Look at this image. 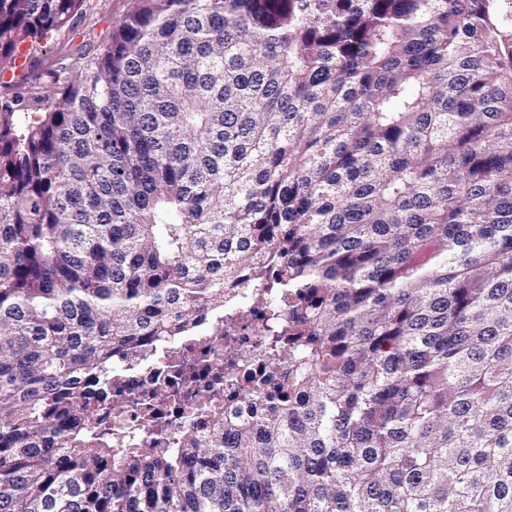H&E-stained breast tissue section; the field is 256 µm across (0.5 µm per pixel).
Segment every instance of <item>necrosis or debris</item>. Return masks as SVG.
Returning <instances> with one entry per match:
<instances>
[{
    "mask_svg": "<svg viewBox=\"0 0 512 512\" xmlns=\"http://www.w3.org/2000/svg\"><path fill=\"white\" fill-rule=\"evenodd\" d=\"M258 295L255 288L236 291L231 325L208 321L196 336L167 341L153 353L115 356L112 394L94 415L97 426L127 445H154L173 438L180 417L192 414L193 399L210 397L236 407L234 386L215 383L214 376L228 351L251 362L261 356L265 338L258 324L265 309Z\"/></svg>",
    "mask_w": 512,
    "mask_h": 512,
    "instance_id": "necrosis-or-debris-1",
    "label": "necrosis or debris"
}]
</instances>
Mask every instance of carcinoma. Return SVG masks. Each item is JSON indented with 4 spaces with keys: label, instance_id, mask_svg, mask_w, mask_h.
<instances>
[{
    "label": "carcinoma",
    "instance_id": "carcinoma-1",
    "mask_svg": "<svg viewBox=\"0 0 512 512\" xmlns=\"http://www.w3.org/2000/svg\"><path fill=\"white\" fill-rule=\"evenodd\" d=\"M0 0V512H512V0ZM273 258L176 447L90 422L112 360ZM84 15L73 27H66L53 39L38 45L37 57L42 66L38 73H43L56 59L67 54L68 63L74 67L80 65L82 52H99L108 43L112 30L132 8V0H91Z\"/></svg>",
    "mask_w": 512,
    "mask_h": 512
}]
</instances>
